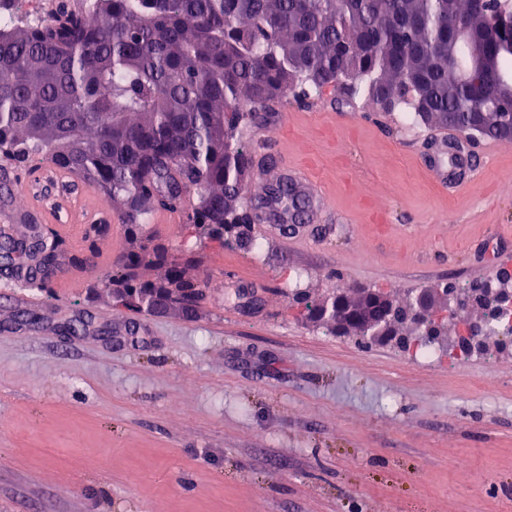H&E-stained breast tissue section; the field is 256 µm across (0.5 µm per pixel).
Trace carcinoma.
<instances>
[{
  "mask_svg": "<svg viewBox=\"0 0 512 512\" xmlns=\"http://www.w3.org/2000/svg\"><path fill=\"white\" fill-rule=\"evenodd\" d=\"M458 28L484 42L497 68L468 83L448 79ZM379 107L461 131L480 124L506 140L512 117V0H93L53 20L24 14L0 25L1 185L14 168L49 162L94 182L119 209L130 247L100 281L123 308L196 316L205 285L192 251L145 242L147 217L180 209L186 224L223 247L246 248L274 199L303 220L307 200L280 179L247 201L251 149L233 140L268 102L341 86ZM68 252L43 224L0 233V277L49 288Z\"/></svg>",
  "mask_w": 512,
  "mask_h": 512,
  "instance_id": "cac0c4a2",
  "label": "carcinoma"
}]
</instances>
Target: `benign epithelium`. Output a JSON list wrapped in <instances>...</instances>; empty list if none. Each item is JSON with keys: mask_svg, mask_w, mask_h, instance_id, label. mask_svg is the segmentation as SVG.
<instances>
[{"mask_svg": "<svg viewBox=\"0 0 512 512\" xmlns=\"http://www.w3.org/2000/svg\"><path fill=\"white\" fill-rule=\"evenodd\" d=\"M458 40L467 48L470 65H462L453 52H448V78L462 82L477 72L487 51L482 44L471 40L463 29ZM378 304L387 310V317L380 320L372 315ZM402 307L407 318L419 326L434 319L439 329L436 340H445L448 353L452 355L467 354L481 343L477 326L469 317L468 308L463 306V299L442 289H423L409 297L405 305L379 289H360L353 297L335 294L321 300L310 321L329 320L338 334L355 335L369 343H387L399 338L401 324L397 312Z\"/></svg>", "mask_w": 512, "mask_h": 512, "instance_id": "benign-epithelium-1", "label": "benign epithelium"}]
</instances>
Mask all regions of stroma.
I'll list each match as a JSON object with an SVG mask.
<instances>
[{
	"label": "stroma",
	"mask_w": 512,
	"mask_h": 512,
	"mask_svg": "<svg viewBox=\"0 0 512 512\" xmlns=\"http://www.w3.org/2000/svg\"><path fill=\"white\" fill-rule=\"evenodd\" d=\"M406 114L328 89L239 127L253 186L287 167L325 204L301 238L253 224L251 251L148 224L198 252L196 319L114 306L96 267L67 294L0 282V512H512L511 339L423 363L294 301L512 274V142L471 138L443 190L440 129ZM79 313L93 331L57 332Z\"/></svg>",
	"instance_id": "obj_1"
}]
</instances>
